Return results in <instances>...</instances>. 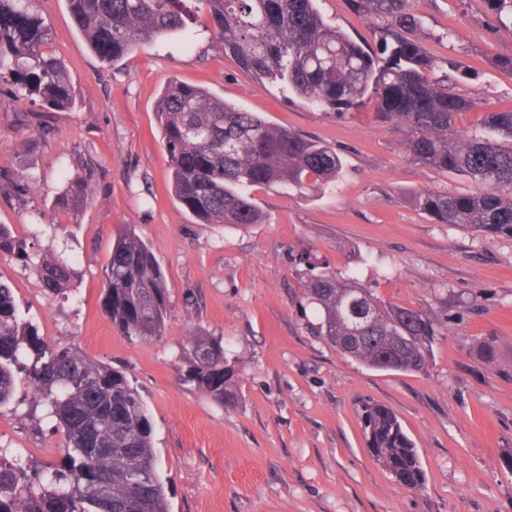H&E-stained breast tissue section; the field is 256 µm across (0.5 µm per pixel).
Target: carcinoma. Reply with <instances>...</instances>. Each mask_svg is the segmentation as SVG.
<instances>
[{
    "mask_svg": "<svg viewBox=\"0 0 512 512\" xmlns=\"http://www.w3.org/2000/svg\"><path fill=\"white\" fill-rule=\"evenodd\" d=\"M36 0H0V79L14 97L40 102L23 122L39 139L54 133V112L72 107L62 63L41 46L48 29ZM77 29L100 60L111 65L133 48L184 30L190 12H203L245 72L279 86L334 117L374 101L376 118L406 132L402 146L420 164L471 179L478 189L450 195L430 189L413 205L439 224L512 238V108L482 118L484 135L456 128L474 108L458 93L467 73L444 70L412 33L420 19L411 0H352L373 24L375 49L364 50L329 24L317 0H66ZM496 23L512 28V0H486ZM161 143L177 201L201 224L246 229L264 213L250 190L278 186L298 193L339 179L343 162L331 147L280 129L208 89L171 80L156 104ZM96 171L70 177L53 209L78 214L91 199ZM37 188L0 171V191ZM0 255L32 269L50 297L66 294L74 269L61 254L42 249L0 224ZM302 298L316 311L313 335L341 354L379 371H427L435 329L415 309L387 303L350 273L307 253L300 257ZM103 307L117 332L151 341L172 318L166 275L130 224L115 230L103 269ZM184 379L225 407L240 398L224 338L188 339ZM28 406V415L54 423L66 438L56 464H20L0 449V512H169L157 472L153 426L142 395L123 372L75 345L41 339L17 314L13 291L0 282V407ZM367 447L401 486L418 489L425 472L414 441L386 407L361 411Z\"/></svg>",
    "mask_w": 512,
    "mask_h": 512,
    "instance_id": "1",
    "label": "carcinoma"
}]
</instances>
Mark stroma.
Here are the masks:
<instances>
[{
	"label": "stroma",
	"instance_id": "35a3bbf8",
	"mask_svg": "<svg viewBox=\"0 0 512 512\" xmlns=\"http://www.w3.org/2000/svg\"><path fill=\"white\" fill-rule=\"evenodd\" d=\"M412 6L429 55L472 74L463 91L476 107L457 129L511 108L512 73L491 61L512 55V30L497 26L484 0ZM319 8L372 46L350 0ZM37 10L49 28L43 49L64 64L75 104L56 113L54 136L40 143L20 120L34 103L15 100L0 80V167L38 179L37 191L0 192V224L25 234L38 214L53 215L38 245L71 259L76 275L68 296L52 299L31 270L0 256V280L40 338L75 344L138 388L171 512H512V238L435 223L410 201L423 189L467 194L473 183L411 160L374 102L333 118L255 80L225 56L205 15L110 67L66 0H39ZM173 79L330 146L342 177L304 195L255 188L266 220L244 231L197 223L172 193L155 114ZM87 162L99 171L92 200L78 215L53 213L66 176ZM120 224L135 226L166 274L174 316L162 338L128 340L103 309L102 269ZM308 250L433 323L427 372L373 370L312 336L299 306L297 258ZM193 333L223 337L241 387L235 407L182 381ZM488 337L498 341L489 358L480 352ZM366 400L390 409L415 441L421 488L397 484L370 456L358 416ZM62 446L50 424L0 410V448L21 461H59Z\"/></svg>",
	"mask_w": 512,
	"mask_h": 512
}]
</instances>
